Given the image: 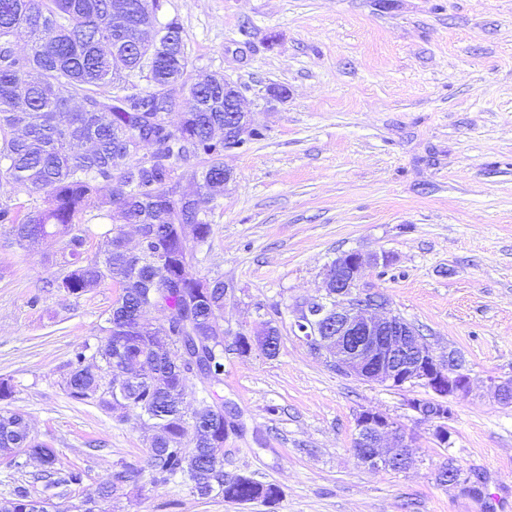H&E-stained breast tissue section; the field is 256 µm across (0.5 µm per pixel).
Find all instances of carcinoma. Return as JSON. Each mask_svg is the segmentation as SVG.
Wrapping results in <instances>:
<instances>
[{"label":"carcinoma","mask_w":512,"mask_h":512,"mask_svg":"<svg viewBox=\"0 0 512 512\" xmlns=\"http://www.w3.org/2000/svg\"><path fill=\"white\" fill-rule=\"evenodd\" d=\"M161 0H0V180L43 198V207L23 218L0 206V223L11 225L18 244L41 237L66 239L73 269L56 286L79 295L109 279L119 294L107 318L108 335L95 356L112 373V410H131L153 422L150 467L154 479L185 476L194 492L224 500L274 506L280 489L246 475L224 477V415L207 399L188 412L183 406L188 368L156 329L137 315L160 302L168 326L193 307L194 331L209 336L224 307V278L199 288L192 272L190 242H206L224 195V75L190 76L183 30L171 19L158 23ZM28 38L16 49L19 34ZM142 75L146 85L128 80ZM180 113L171 126L167 116ZM201 160L193 186L181 189L177 171ZM127 224L139 226L146 247L131 252L122 232L106 239L103 256L82 258L79 219L99 205L100 192ZM192 228L193 240L182 235ZM75 353L66 381L70 398L85 401L98 375ZM146 362V379L120 380L126 368ZM198 436L184 448L186 425ZM54 469L53 448L31 438L24 416L0 413V454L19 449ZM140 471L115 473L88 495L76 512H99ZM41 500L19 487L0 500V512H40Z\"/></svg>","instance_id":"cac0c4a2"}]
</instances>
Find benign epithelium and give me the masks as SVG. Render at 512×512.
<instances>
[{"label": "benign epithelium", "instance_id": "benign-epithelium-1", "mask_svg": "<svg viewBox=\"0 0 512 512\" xmlns=\"http://www.w3.org/2000/svg\"><path fill=\"white\" fill-rule=\"evenodd\" d=\"M224 147L243 146L250 137L252 122L241 107L239 86L224 78ZM387 261V257H364L358 251L339 255L326 268L323 293L294 312L293 327L309 349L326 359L337 372L362 381L402 388L421 384L438 396L462 397L470 392L468 371L450 353L439 354L421 337L419 331L389 309L382 296L364 293L360 281L367 268ZM182 336L178 349L191 362L189 375L209 381L204 367V350L224 346V336ZM490 388L498 401L512 407V381H492ZM410 408L418 420L435 424V434L449 437L446 422L452 409L445 403L413 399ZM354 455L360 466L376 470H407L417 462L414 437L387 415L363 410L356 420ZM439 480L460 493L479 491L464 473L450 474L439 469Z\"/></svg>", "mask_w": 512, "mask_h": 512}]
</instances>
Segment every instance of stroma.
<instances>
[{
    "instance_id": "1",
    "label": "stroma",
    "mask_w": 512,
    "mask_h": 512,
    "mask_svg": "<svg viewBox=\"0 0 512 512\" xmlns=\"http://www.w3.org/2000/svg\"><path fill=\"white\" fill-rule=\"evenodd\" d=\"M177 18L194 72L237 82L261 139L226 154L235 173L195 250L194 272L232 283L225 344L263 321L280 330L276 357L224 355L216 393L237 430L224 473L276 484L272 507L223 495L199 498L177 476L153 479L152 430L135 412L66 391L74 354L104 342L118 290L111 280L70 295L53 282L69 269L61 238L18 245L0 224L1 406L55 448L45 471L0 456V499L15 487L75 512L83 498L131 466L137 483L103 512H512V407L489 380H512V0H162ZM286 88L267 102L264 87ZM120 224L108 207L82 217L85 257ZM385 254L360 283L418 327L439 351L457 350L472 381L452 402L449 445L418 421L416 385L393 389L342 375L294 334L297 305L319 296L341 253ZM387 414L419 448L404 471L360 467L353 453L362 410ZM455 458L485 486L483 499L440 484ZM82 481L62 485L61 473Z\"/></svg>"
}]
</instances>
